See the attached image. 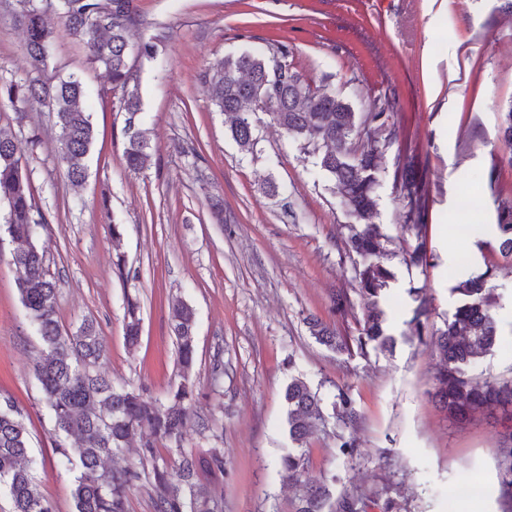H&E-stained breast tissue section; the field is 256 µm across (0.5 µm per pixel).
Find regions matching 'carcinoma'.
I'll return each mask as SVG.
<instances>
[{
    "mask_svg": "<svg viewBox=\"0 0 512 512\" xmlns=\"http://www.w3.org/2000/svg\"><path fill=\"white\" fill-rule=\"evenodd\" d=\"M24 32V51L37 76L0 84V99L20 110L41 105L54 114L56 157L66 177L76 186L88 176L87 159L95 132L86 103L90 93L74 73L50 83L41 79L54 61V32L45 23L43 0H16ZM64 30L85 50L89 64L104 68L111 90L120 94V108L141 112L139 82L134 62L152 58L156 45L133 40L138 25L133 0H55ZM288 51L273 45L265 52L229 54L203 74L211 101L224 115L239 150L254 151L256 139L249 118L242 116L251 102L271 114L300 146L318 158L333 192L345 209L341 254L353 264L357 288L339 290L333 308L359 325L355 336L343 335L316 317L306 320L319 343L336 352L385 351L393 343L381 307L383 293L394 278L390 265L391 238L374 223L380 177L388 175L402 198L401 231L408 236L403 262L427 267L433 255L427 250L429 198L426 184L408 155L388 170L379 166L388 147L400 136L394 99L378 98L365 113H357L343 99L315 89L283 59ZM500 139L512 149V105L502 112ZM124 161L141 170L151 158L149 129L129 120L124 127ZM6 204V232L17 243L12 256L20 272L17 289L25 317L42 342L35 378L41 401L53 425L56 465L74 474V512H126L128 493L147 479L155 488V512H214L207 487L199 482L203 469L224 470L223 456L212 451L203 457L182 448L188 409L195 400L193 386L180 384L163 402L127 386H116L98 365L106 343L97 324L81 321L73 332H64L57 316L58 280L45 264L39 244L46 218L33 203L31 183L22 166L21 147L0 134V204ZM496 253L512 260V204L496 211ZM498 263L489 262L483 273L462 280L453 291L460 303L443 327L431 330V308L423 288H415L416 306L409 321L410 335L439 353L435 374L436 398L446 415L463 423L475 414L496 408L512 413V376L479 381L468 366L483 358L499 342L492 310L498 295L488 287ZM139 302L126 300L124 336L137 345L141 327ZM194 312L183 300L170 303V328L177 340L178 362L188 377L195 360ZM288 437L295 443L280 458V468L299 487L295 512H362L364 497L344 493L334 497L336 476L316 477L309 472L304 448L315 428L336 419L342 432L336 435L337 453L353 458L362 453L356 429L360 410L345 390L338 391L332 414L323 408L319 392L294 377L286 387ZM140 439L138 459L124 467L106 462L122 453L133 438ZM73 443H68V440ZM179 453L171 468L157 453L158 444ZM498 474V498L502 512H512V429L494 442ZM38 461L30 454V436L22 412L7 402L0 406V491L7 494L12 512H53L42 496L34 473Z\"/></svg>",
    "mask_w": 512,
    "mask_h": 512,
    "instance_id": "1",
    "label": "carcinoma"
}]
</instances>
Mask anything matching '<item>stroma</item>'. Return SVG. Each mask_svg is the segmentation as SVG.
<instances>
[{
    "mask_svg": "<svg viewBox=\"0 0 512 512\" xmlns=\"http://www.w3.org/2000/svg\"><path fill=\"white\" fill-rule=\"evenodd\" d=\"M503 0H135L136 34L157 45V56L136 62L140 118L150 131L148 168L126 167L127 114L113 96L96 100V140L89 175L73 187L56 160V128L48 108L17 119L0 103V133L25 140L39 130L42 145L25 154L34 202L47 223L40 244L59 281L58 320L75 330L92 319L107 355L103 370L165 399L182 381L169 302L183 297L195 312L196 401L183 446L217 450L223 472H202L218 512H292L294 489L278 460L291 449L283 392L292 377L318 388L325 404L348 391L363 415L357 437L363 453L338 456L332 434L315 432L307 446L312 475H334V493L386 491L405 512H499L496 432L500 413L464 426L436 406L437 357L404 339L415 303L410 288L425 287L430 321L442 326L459 303L458 279L484 271L496 243V201H512V156L498 138L500 112L512 102V21ZM15 0H0V81L25 77L23 30ZM55 78L80 75L108 86L104 69L89 66L80 43L56 14ZM287 45V61L313 85L365 111L379 95L396 98L402 135L384 159L415 150L428 186L427 248L433 263L409 268L400 251L402 202L390 177L378 189L377 223L391 236L395 279L387 290L393 352H335L309 333L314 314L336 328L353 327L331 309L340 289L356 285L351 262L338 249L347 217L315 157L274 123L251 112L257 136L244 154L215 112L201 72L230 53ZM497 169L500 196L487 175ZM110 193V210L99 205ZM224 201L225 225L214 224L213 198ZM123 225L112 235L113 220ZM14 245L0 232V402L24 414L32 452L45 462L39 490L53 512H73L72 475L55 467L54 437L34 377L41 341L22 317L12 264ZM124 269H117V258ZM490 285L500 296L496 318L502 342L475 369L484 377L512 375V265L501 263ZM140 303L136 348L124 336L125 299ZM295 367H288V354ZM476 480L478 496L454 497Z\"/></svg>",
    "mask_w": 512,
    "mask_h": 512,
    "instance_id": "obj_1",
    "label": "stroma"
}]
</instances>
